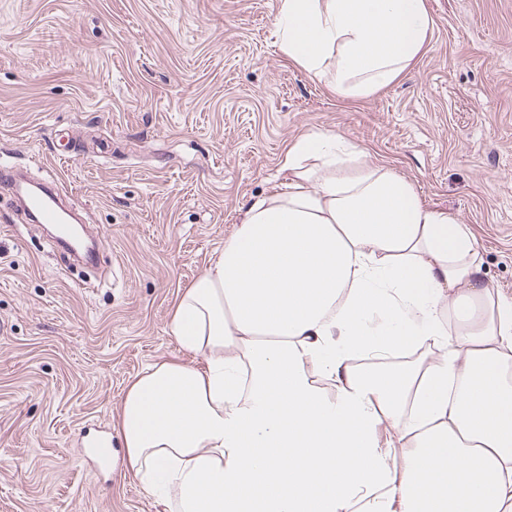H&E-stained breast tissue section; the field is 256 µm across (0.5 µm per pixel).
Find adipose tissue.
Segmentation results:
<instances>
[{
    "mask_svg": "<svg viewBox=\"0 0 512 512\" xmlns=\"http://www.w3.org/2000/svg\"><path fill=\"white\" fill-rule=\"evenodd\" d=\"M276 30L361 100L414 68L432 18L426 0H279ZM281 169L172 305L194 363L129 381L124 471L161 512H512V302L469 227L333 133Z\"/></svg>",
    "mask_w": 512,
    "mask_h": 512,
    "instance_id": "ef3b65f1",
    "label": "adipose tissue"
}]
</instances>
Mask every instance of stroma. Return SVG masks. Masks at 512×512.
<instances>
[{"mask_svg": "<svg viewBox=\"0 0 512 512\" xmlns=\"http://www.w3.org/2000/svg\"><path fill=\"white\" fill-rule=\"evenodd\" d=\"M415 68L350 102L281 53L278 0H0V162L52 177L102 245L83 273L0 186V512H158L85 460L124 390L181 356L176 295L329 130L470 227L512 297V0H428Z\"/></svg>", "mask_w": 512, "mask_h": 512, "instance_id": "1", "label": "stroma"}]
</instances>
